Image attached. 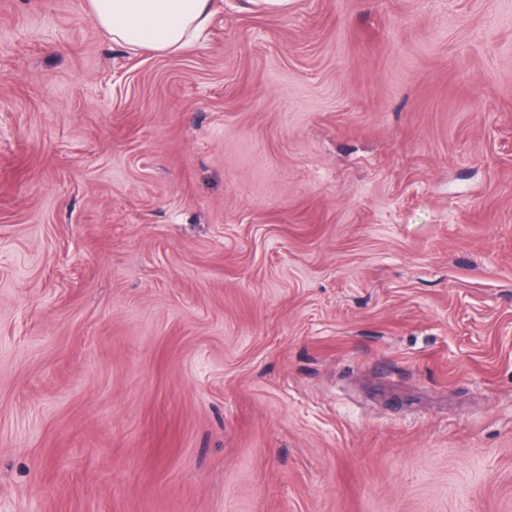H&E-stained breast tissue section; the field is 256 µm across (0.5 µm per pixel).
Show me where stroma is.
Instances as JSON below:
<instances>
[{"instance_id": "stroma-1", "label": "stroma", "mask_w": 512, "mask_h": 512, "mask_svg": "<svg viewBox=\"0 0 512 512\" xmlns=\"http://www.w3.org/2000/svg\"><path fill=\"white\" fill-rule=\"evenodd\" d=\"M0 512H512V0H0ZM88 13L112 42L181 52L209 21L211 0H88Z\"/></svg>"}]
</instances>
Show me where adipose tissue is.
<instances>
[{
    "label": "adipose tissue",
    "mask_w": 512,
    "mask_h": 512,
    "mask_svg": "<svg viewBox=\"0 0 512 512\" xmlns=\"http://www.w3.org/2000/svg\"><path fill=\"white\" fill-rule=\"evenodd\" d=\"M88 13L115 43L176 53L194 44L212 11L211 0H88Z\"/></svg>",
    "instance_id": "ef3b65f1"
}]
</instances>
